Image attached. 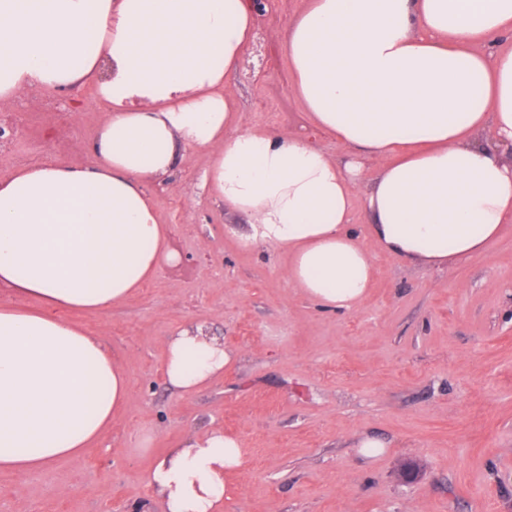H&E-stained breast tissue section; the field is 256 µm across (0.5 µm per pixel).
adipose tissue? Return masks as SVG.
Instances as JSON below:
<instances>
[{
    "instance_id": "ef3b65f1",
    "label": "adipose tissue",
    "mask_w": 512,
    "mask_h": 512,
    "mask_svg": "<svg viewBox=\"0 0 512 512\" xmlns=\"http://www.w3.org/2000/svg\"><path fill=\"white\" fill-rule=\"evenodd\" d=\"M254 37L250 0H0V101L88 85L105 113L89 164L47 161L0 182V470L82 453L122 408L119 360L64 311L127 300L173 261L145 186L180 149L211 151L204 184L250 219L244 247L288 254V280L329 310L365 296L373 248L454 268L512 223V0H307L284 55L315 127L343 142L244 129L224 82ZM384 164L363 182V163ZM361 196L371 239L351 224ZM232 354L203 328L166 341L164 374L191 393ZM213 429L149 474L165 512H220L241 468Z\"/></svg>"
}]
</instances>
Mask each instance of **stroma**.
Listing matches in <instances>:
<instances>
[{"instance_id": "35a3bbf8", "label": "stroma", "mask_w": 512, "mask_h": 512, "mask_svg": "<svg viewBox=\"0 0 512 512\" xmlns=\"http://www.w3.org/2000/svg\"><path fill=\"white\" fill-rule=\"evenodd\" d=\"M304 0H269L226 89L242 126L315 136L283 54ZM104 113L90 89H31L0 102V179L45 160L91 159ZM208 151L180 150L149 183L174 262L126 302L71 311L117 356L130 389L84 452L36 474L0 471V512H164L155 461L218 428L246 462L224 512H512V224L453 270L378 252L350 311H326L289 283L288 258L239 243L249 224L199 187ZM203 324L234 357L197 392L172 388L165 340ZM380 441L365 455L363 440Z\"/></svg>"}]
</instances>
